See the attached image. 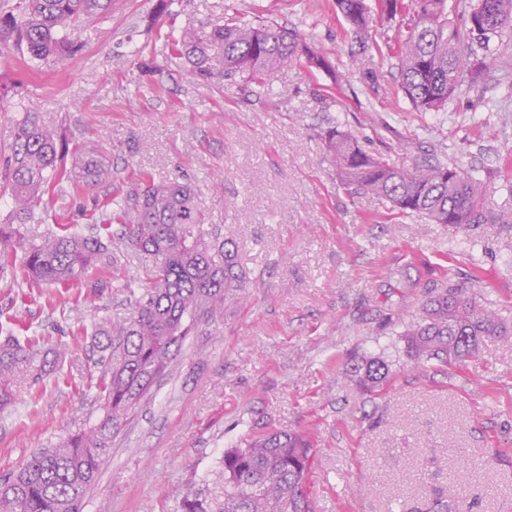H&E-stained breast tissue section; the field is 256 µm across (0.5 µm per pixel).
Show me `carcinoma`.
Wrapping results in <instances>:
<instances>
[{
	"instance_id": "obj_1",
	"label": "carcinoma",
	"mask_w": 512,
	"mask_h": 512,
	"mask_svg": "<svg viewBox=\"0 0 512 512\" xmlns=\"http://www.w3.org/2000/svg\"><path fill=\"white\" fill-rule=\"evenodd\" d=\"M111 0H18V15H0V45L10 38L42 61L75 49L74 24L104 14ZM336 8L356 34L365 32L375 11L391 20L406 19L390 47L401 90L424 112H440L467 81L484 80L496 56L493 38L512 32V0H475L464 23L449 19L448 0H336ZM224 47L214 65L208 45ZM193 73L231 77L262 75L303 57L317 69L330 68L298 35L272 22L235 21L214 27L203 39L183 30L173 39ZM325 143L344 185L353 194L388 201L402 215L425 217L453 229L481 219L479 182L459 167L444 164L397 168L377 158L349 132L332 127ZM110 178L100 152L77 147L63 151L56 131L26 111L17 126L13 160L0 176L20 219L34 217L41 194L53 182L77 179L92 190ZM121 239L152 262L151 276L125 291L133 301L128 320L118 326L103 317L92 331L102 353L96 397L102 415L74 434L34 454L18 471L0 477V512H83L88 489L112 446V433L162 378L189 336L202 322L224 315V298L243 287L246 274L236 255L205 226L200 193L177 181L152 183L135 194L134 212L122 225ZM23 253V265L38 286L76 283L97 265L112 263L111 243L76 230L48 231L29 240L17 224H0V265ZM512 332L498 313L477 301L470 289L445 282L426 292L420 317L404 334L406 353L418 367L433 359L446 363L475 355L479 344ZM65 356L43 351L0 327V412L16 404L15 383L24 375L39 380ZM389 364L381 357L348 363L345 376L364 391L387 381ZM313 461L301 434L272 431L228 448L214 481L189 487L180 512H311L305 492Z\"/></svg>"
}]
</instances>
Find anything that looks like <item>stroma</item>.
<instances>
[{
    "mask_svg": "<svg viewBox=\"0 0 512 512\" xmlns=\"http://www.w3.org/2000/svg\"><path fill=\"white\" fill-rule=\"evenodd\" d=\"M156 4L112 0L75 24L77 48L63 57L32 65L25 49H0L10 89L0 173L28 101L41 125L101 149L111 170L95 190L46 192L27 236L91 231L132 209L147 179L176 180L201 189L208 223L232 239L246 274L223 318L199 325L115 431L84 512H177L226 448L266 431L311 439L314 512H424L437 493L465 512H512V334L419 370L401 338L446 281L512 323V35L498 39L485 81L462 85L445 111L421 112L387 50L398 24L374 15L356 37L334 0H172L161 16ZM233 18L296 31L329 68L292 58L257 85L198 78L172 36ZM333 126L398 168L461 166L479 180L485 221L455 231L350 194L325 150ZM112 257L70 288L29 287L20 264L0 271V325L67 351L44 382L20 381L16 407L0 413V476L98 417L93 325L125 322L124 284L150 274L120 241ZM355 355L382 357L387 382L349 386Z\"/></svg>",
    "mask_w": 512,
    "mask_h": 512,
    "instance_id": "obj_1",
    "label": "stroma"
}]
</instances>
